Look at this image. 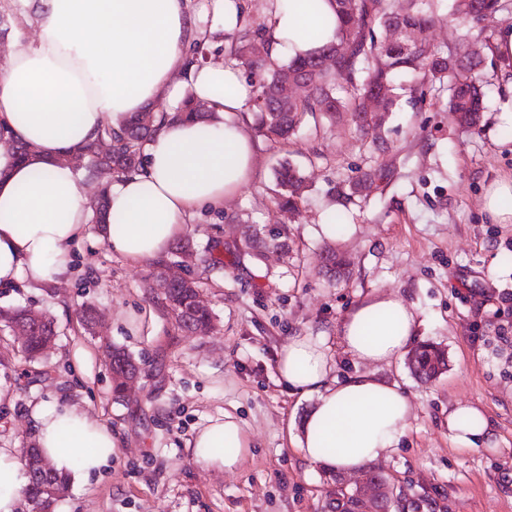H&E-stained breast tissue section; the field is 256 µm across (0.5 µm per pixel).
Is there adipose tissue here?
<instances>
[{
    "label": "adipose tissue",
    "instance_id": "1",
    "mask_svg": "<svg viewBox=\"0 0 512 512\" xmlns=\"http://www.w3.org/2000/svg\"><path fill=\"white\" fill-rule=\"evenodd\" d=\"M190 0H0L34 39L0 58V127L30 152L25 161L0 146V286L56 285L73 269L74 242L90 224L91 202L78 173L62 163L70 150L97 142L158 105L176 110L201 102L207 120H175L156 128L137 173L107 191L112 219L102 238L116 255L141 264L161 256L187 231L193 209L220 206L255 171L253 136L241 120L252 87L239 68L193 62L201 31ZM269 59L299 58L336 42L334 0H267ZM416 316L396 294L355 304L336 329L345 352L368 363L402 358ZM323 334L292 336L277 371L305 401L295 444L303 458L329 471H355L386 457L404 435L411 404L395 382L373 371L332 375ZM40 453L62 474L82 479L108 466L117 442L100 421L57 402L36 405ZM448 430L464 446L495 447L484 414L471 405L448 414ZM232 452H224V445ZM249 447L232 413L210 419L191 444L203 466L234 471ZM26 478L15 455L0 448V512H15Z\"/></svg>",
    "mask_w": 512,
    "mask_h": 512
}]
</instances>
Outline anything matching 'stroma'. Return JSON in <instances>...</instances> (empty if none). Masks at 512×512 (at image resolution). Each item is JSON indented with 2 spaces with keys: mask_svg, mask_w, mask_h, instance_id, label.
Instances as JSON below:
<instances>
[{
  "mask_svg": "<svg viewBox=\"0 0 512 512\" xmlns=\"http://www.w3.org/2000/svg\"><path fill=\"white\" fill-rule=\"evenodd\" d=\"M205 33L198 61L224 57L230 42L207 0H191ZM478 72L486 110L477 125L446 108V89L400 77L393 111L371 137L347 117L304 116L288 145L254 132L256 175L217 209L199 211L186 235L159 259L133 265L97 231L72 247L68 280L43 288L0 287V308L25 306L55 326L53 348L26 360L21 343L0 331V448L21 454L35 442L33 409L55 401L97 418L118 446L99 479L72 480L55 512H335L336 482L352 480L303 461L294 444L305 411L280 382L279 350L288 337L323 332L337 376L360 368L343 353L336 328L373 293L394 292L417 312L411 347L432 344L445 368L417 378L409 357L377 366L411 404L398 448L376 461L395 491L391 512H512V316H496L512 290V223L494 222L483 194L512 180V66L482 48ZM290 162L305 178L295 218L278 205L275 170ZM385 166L381 184L344 199L349 180ZM344 215L336 238L319 226ZM345 261L342 278L324 271L329 252ZM197 281L212 315L209 333L178 328L153 286L162 267ZM94 305L101 324L84 329ZM124 348L141 368L122 401L112 393L107 346ZM482 409L497 447L465 449L448 412ZM235 413L251 447L232 472L206 469L189 443L209 418Z\"/></svg>",
  "mask_w": 512,
  "mask_h": 512,
  "instance_id": "35a3bbf8",
  "label": "stroma"
}]
</instances>
